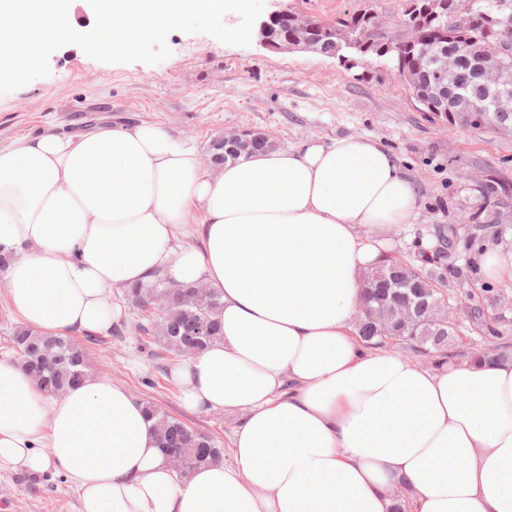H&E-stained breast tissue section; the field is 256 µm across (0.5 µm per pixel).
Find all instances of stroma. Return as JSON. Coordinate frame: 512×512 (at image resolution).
I'll use <instances>...</instances> for the list:
<instances>
[{
  "instance_id": "35a3bbf8",
  "label": "stroma",
  "mask_w": 512,
  "mask_h": 512,
  "mask_svg": "<svg viewBox=\"0 0 512 512\" xmlns=\"http://www.w3.org/2000/svg\"><path fill=\"white\" fill-rule=\"evenodd\" d=\"M265 8L328 21L370 11L378 14L387 36L405 33L401 0H265ZM168 45L171 56L153 65L108 64L75 46L60 48L50 58L49 76L0 95V146L49 124L62 134L81 130L83 114L94 115L100 126L156 123L193 142L203 155L214 137L235 129L264 131L281 146L364 135L395 153L421 188L416 223L396 225L387 235L391 255L408 254L417 241L433 247L442 227L452 231L459 261L475 259L468 248L471 216L484 201L476 183L512 184V138L443 128L421 109L388 58L374 57L349 70L318 54L273 53L256 42L238 47L178 31L169 35ZM497 287L484 308L498 338L485 337L464 304L451 302L447 314L457 322L458 334L448 358L463 361L496 344L512 351V281ZM158 350L155 344L141 345L129 330L106 333L90 351L88 371L111 378L229 448L236 416L186 411L169 372L173 359L156 361ZM76 507L77 497L62 477L0 473V512H76Z\"/></svg>"
}]
</instances>
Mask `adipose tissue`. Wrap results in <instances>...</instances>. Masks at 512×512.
I'll list each match as a JSON object with an SVG mask.
<instances>
[{"instance_id":"obj_1","label":"adipose tissue","mask_w":512,"mask_h":512,"mask_svg":"<svg viewBox=\"0 0 512 512\" xmlns=\"http://www.w3.org/2000/svg\"><path fill=\"white\" fill-rule=\"evenodd\" d=\"M419 208L363 135L221 166L145 121L0 146V281L23 325L106 333L114 294L206 288L223 336L171 375L186 408L240 417L231 462L181 479L128 389L89 374L48 395L0 356V468L64 476L78 512H512V358L423 369L357 331L387 229Z\"/></svg>"}]
</instances>
